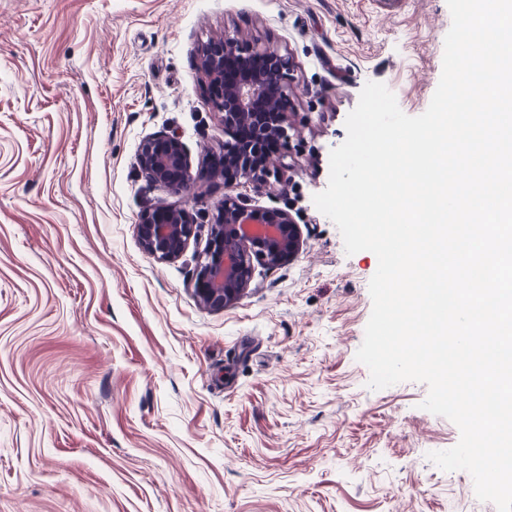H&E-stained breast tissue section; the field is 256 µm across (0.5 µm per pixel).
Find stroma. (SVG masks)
Listing matches in <instances>:
<instances>
[{
    "mask_svg": "<svg viewBox=\"0 0 512 512\" xmlns=\"http://www.w3.org/2000/svg\"><path fill=\"white\" fill-rule=\"evenodd\" d=\"M447 0H0V512H497L428 454L458 427L426 384L373 390L357 361L378 260L313 203L367 82L428 108ZM289 58L279 179L234 187L286 211L299 248L223 309L141 244L149 209L212 223L224 125L200 68L215 35ZM178 133L192 188L149 181Z\"/></svg>",
    "mask_w": 512,
    "mask_h": 512,
    "instance_id": "35a3bbf8",
    "label": "stroma"
}]
</instances>
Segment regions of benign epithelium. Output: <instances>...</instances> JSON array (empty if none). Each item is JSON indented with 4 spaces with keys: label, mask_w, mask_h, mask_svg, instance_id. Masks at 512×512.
Masks as SVG:
<instances>
[{
    "label": "benign epithelium",
    "mask_w": 512,
    "mask_h": 512,
    "mask_svg": "<svg viewBox=\"0 0 512 512\" xmlns=\"http://www.w3.org/2000/svg\"><path fill=\"white\" fill-rule=\"evenodd\" d=\"M201 65L208 81L213 111L224 123V161L237 167V176L266 186L279 177L269 159L260 169L254 165L265 138L279 137L288 153L297 130L284 104L293 89L284 81L288 59L275 49L252 44L246 47L228 35L210 39L202 48ZM253 129V139L243 144L237 128ZM140 166L151 180L174 194L190 189L188 161L180 137L158 134L145 141L138 155ZM203 225L196 224L180 208L146 211L137 224L144 248L159 259L182 254L190 241L198 238ZM207 246L198 256L194 286L208 307L222 309L250 285L254 262L276 265L297 250L298 230L289 214L275 208L250 207L239 197L227 193L224 206L214 223L208 225Z\"/></svg>",
    "instance_id": "1"
}]
</instances>
